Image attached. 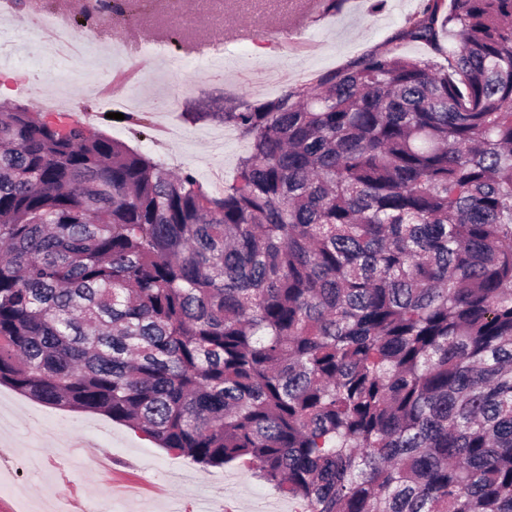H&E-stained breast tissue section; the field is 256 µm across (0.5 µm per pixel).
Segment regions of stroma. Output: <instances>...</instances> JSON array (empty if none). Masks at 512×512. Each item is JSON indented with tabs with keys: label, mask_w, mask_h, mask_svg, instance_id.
Returning a JSON list of instances; mask_svg holds the SVG:
<instances>
[{
	"label": "stroma",
	"mask_w": 512,
	"mask_h": 512,
	"mask_svg": "<svg viewBox=\"0 0 512 512\" xmlns=\"http://www.w3.org/2000/svg\"><path fill=\"white\" fill-rule=\"evenodd\" d=\"M292 0H126L122 12L86 18V0H24L12 10L0 35L1 96L42 111V98L60 93L64 77L50 70L51 55L39 47L29 21L42 13L68 17L66 36L90 39L99 58L112 64L113 102L132 97L165 101L170 135L160 143L137 139L126 124L105 118L94 88H73L67 112L73 119L92 114V129L138 148L173 171L191 169L201 183L222 168L232 178L248 142L225 138L212 150L215 121L193 123L190 112H227L244 103L274 98L264 89L269 70L287 73L298 89L316 74L339 70L379 50L445 65L427 45L401 39L406 17L426 0H342L339 8L307 15L301 29H288ZM162 31L169 55L186 68L168 73L145 41ZM232 41L224 71L205 65V43ZM41 68L33 93L17 87L18 75ZM0 512H83L103 503L109 512H264L275 501L279 512H297L288 500L256 477L253 466L232 463L205 468L192 458L158 447L125 424L92 412L44 406L0 385Z\"/></svg>",
	"instance_id": "stroma-1"
}]
</instances>
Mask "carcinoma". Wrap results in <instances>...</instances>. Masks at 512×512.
Here are the masks:
<instances>
[{
    "instance_id": "cac0c4a2",
    "label": "carcinoma",
    "mask_w": 512,
    "mask_h": 512,
    "mask_svg": "<svg viewBox=\"0 0 512 512\" xmlns=\"http://www.w3.org/2000/svg\"><path fill=\"white\" fill-rule=\"evenodd\" d=\"M221 115L218 195L0 102V385L302 512H512V0Z\"/></svg>"
}]
</instances>
